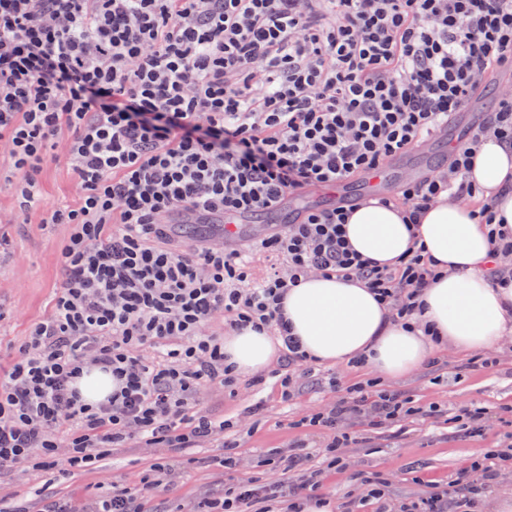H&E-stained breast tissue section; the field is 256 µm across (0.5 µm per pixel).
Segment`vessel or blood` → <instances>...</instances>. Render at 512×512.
Returning <instances> with one entry per match:
<instances>
[{
  "mask_svg": "<svg viewBox=\"0 0 512 512\" xmlns=\"http://www.w3.org/2000/svg\"><path fill=\"white\" fill-rule=\"evenodd\" d=\"M447 132H440L418 144L413 150L400 153L386 160L378 169L360 177L357 188H350L348 182L322 189L320 206L330 207L340 202L353 203L372 195L393 193L404 182L419 181L428 174V161L438 144L447 142ZM296 212L291 199H282L279 205L266 211L187 212L170 215L171 227L194 224L206 228L210 234L224 236L226 240L237 241L245 237L250 225H283L294 221Z\"/></svg>",
  "mask_w": 512,
  "mask_h": 512,
  "instance_id": "1",
  "label": "vessel or blood"
}]
</instances>
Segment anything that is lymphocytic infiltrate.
<instances>
[{
  "mask_svg": "<svg viewBox=\"0 0 512 512\" xmlns=\"http://www.w3.org/2000/svg\"><path fill=\"white\" fill-rule=\"evenodd\" d=\"M512 76V0H0V181L19 208L42 203L39 177L53 158L73 176L72 201L47 223L66 224L62 283L0 379V472L94 467L130 441L192 448L228 429L202 413V385L232 386L236 369L210 333L250 327L281 341L276 369L291 398L314 359L282 313L305 278L364 284L394 320L420 315L437 276L422 248L397 265L363 257L346 236L349 206L305 208L296 222L255 241L166 245L176 210L259 211L378 168L448 125L493 80ZM512 142V91L446 166L406 183L379 205L418 224L443 200L478 201L488 228L490 274H512V227L470 174L489 140ZM267 253L253 281L251 249ZM97 370L111 392L94 404L78 384ZM432 408L399 392L349 386L325 410L300 419L331 432L328 465L343 466L347 423L393 425ZM224 494L206 512H303L322 488L235 478L224 445ZM512 465V448L474 460L448 491L399 512H453L478 505ZM169 465L156 459L133 489L111 481L94 512H147Z\"/></svg>",
  "mask_w": 512,
  "mask_h": 512,
  "instance_id": "f902f5d3",
  "label": "lymphocytic infiltrate"
}]
</instances>
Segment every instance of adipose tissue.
Listing matches in <instances>:
<instances>
[{
    "label": "adipose tissue",
    "instance_id": "ef3b65f1",
    "mask_svg": "<svg viewBox=\"0 0 512 512\" xmlns=\"http://www.w3.org/2000/svg\"><path fill=\"white\" fill-rule=\"evenodd\" d=\"M475 183L512 225V145L487 142L475 159ZM352 247L365 257L394 263L412 242L422 243L442 277L421 296L423 328L393 320L368 288L357 281L311 277L289 289L285 316L306 352L337 365L363 359L384 378L398 379L428 362L437 346L463 352L493 349L512 329V283L488 274V229L472 206L442 202L409 231L395 207L360 206L346 226ZM224 354L238 371L266 370L279 356L270 336L244 329L225 337Z\"/></svg>",
    "mask_w": 512,
    "mask_h": 512
}]
</instances>
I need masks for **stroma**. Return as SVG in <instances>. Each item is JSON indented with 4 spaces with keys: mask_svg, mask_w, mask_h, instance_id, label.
<instances>
[{
    "mask_svg": "<svg viewBox=\"0 0 512 512\" xmlns=\"http://www.w3.org/2000/svg\"><path fill=\"white\" fill-rule=\"evenodd\" d=\"M40 184L42 207L25 213L19 211L13 192L0 188V231L9 237L7 250L0 253V375L9 370L29 327L48 312L62 280L58 252L70 228L44 223L43 210L74 194L64 161H49ZM485 356L488 367H476L473 354L448 344L437 351L434 362L402 379L387 381L388 389L412 396L421 405L439 406V415H418L399 426L377 430L352 425L342 470L326 466L330 432L303 429L297 422L330 406L346 386L374 378L375 373L348 364L318 363L298 379L288 401L282 397L279 381L272 377L256 385L251 375H242L232 394L219 387H202L200 410L235 423L223 439L183 453L167 448H116L97 468L75 471L55 481L31 467L5 472L0 474V497L23 501L27 512H44L55 498L71 500L77 512H87L100 494L102 482L117 479L139 486L145 466L154 458L165 457L171 472L150 508L152 512H191L201 499L224 491V441L237 445L236 475L242 479L266 474L263 461L270 450L285 451L301 442L306 446L305 466L320 471L322 495L330 500L332 512H345L346 503L355 499V473L372 471L381 472L387 480L383 498L371 505L373 512H396L400 504L447 489L457 473L486 450L512 444V421L490 420L478 434L460 430L453 421L459 410L470 404L492 412L512 405V341H503Z\"/></svg>",
    "mask_w": 512,
    "mask_h": 512,
    "instance_id": "obj_1",
    "label": "stroma"
}]
</instances>
